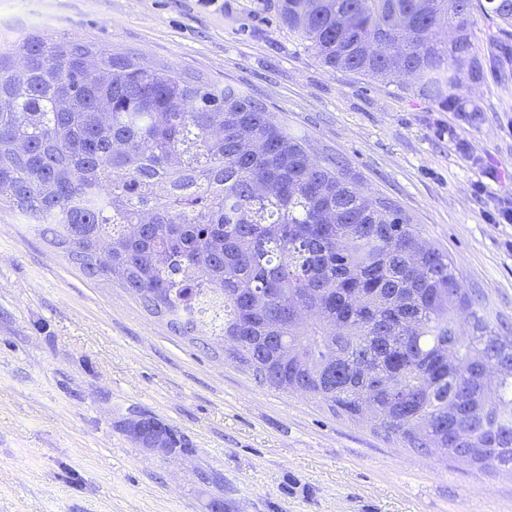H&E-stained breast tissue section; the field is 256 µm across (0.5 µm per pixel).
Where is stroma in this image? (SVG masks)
<instances>
[{"mask_svg":"<svg viewBox=\"0 0 512 512\" xmlns=\"http://www.w3.org/2000/svg\"><path fill=\"white\" fill-rule=\"evenodd\" d=\"M279 0H0V37L79 39L232 83L371 195L404 208L463 287L512 329V29L473 15L484 79L464 93L478 124L412 82L324 66ZM190 454H150L135 413ZM512 512V470L420 454L336 417L318 399L257 383L236 361L171 333L117 283L0 211V512Z\"/></svg>","mask_w":512,"mask_h":512,"instance_id":"1","label":"stroma"}]
</instances>
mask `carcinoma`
<instances>
[{"mask_svg":"<svg viewBox=\"0 0 512 512\" xmlns=\"http://www.w3.org/2000/svg\"><path fill=\"white\" fill-rule=\"evenodd\" d=\"M476 11L512 27V0H281L279 17L322 64L407 74L475 124L462 76H484ZM4 209L204 348L210 314L223 354L260 384L350 421L368 389L377 434L512 469V335L399 203L366 194L343 159L236 87L52 36L27 38L17 69L0 45ZM160 432L187 447L150 417L141 445Z\"/></svg>","mask_w":512,"mask_h":512,"instance_id":"1","label":"carcinoma"}]
</instances>
